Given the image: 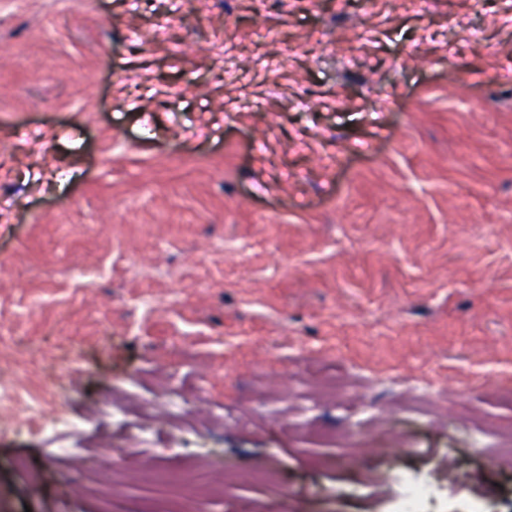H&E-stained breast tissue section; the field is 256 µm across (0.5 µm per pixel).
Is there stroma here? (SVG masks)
Segmentation results:
<instances>
[{"label": "stroma", "instance_id": "35a3bbf8", "mask_svg": "<svg viewBox=\"0 0 512 512\" xmlns=\"http://www.w3.org/2000/svg\"><path fill=\"white\" fill-rule=\"evenodd\" d=\"M35 382L0 512H165L79 488L112 457L275 477L190 512H512L475 431L512 424V0H0V388ZM430 489L422 483L406 482L397 512H425L424 504L430 497Z\"/></svg>", "mask_w": 512, "mask_h": 512}]
</instances>
